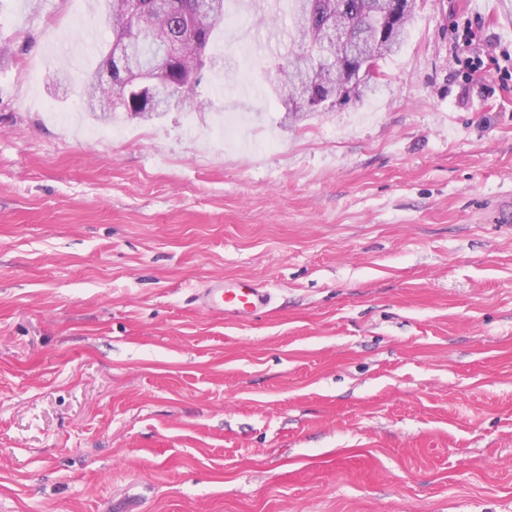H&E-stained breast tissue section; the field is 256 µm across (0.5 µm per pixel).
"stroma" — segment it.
I'll return each instance as SVG.
<instances>
[{
    "instance_id": "stroma-1",
    "label": "stroma",
    "mask_w": 512,
    "mask_h": 512,
    "mask_svg": "<svg viewBox=\"0 0 512 512\" xmlns=\"http://www.w3.org/2000/svg\"><path fill=\"white\" fill-rule=\"evenodd\" d=\"M274 3L113 141L106 0H0V512H512V85L455 48L512 69V0H417L374 94L297 116L240 52ZM476 37L477 35L472 28L466 26L458 40V47L461 49V55L464 57V63L468 70L467 76L469 80H472L473 76L479 73L482 69L487 67L490 68V66H494L496 71L501 73L502 68L494 57L485 56V59L483 58L484 52H480V48L476 46L478 44ZM96 71L97 70L90 72L87 75V78H86L85 84H84V96L86 98V110H87L88 114L92 118L99 120L98 113H100V112L96 107V103L99 99L109 95L110 93L112 94V91L106 87L97 85L96 83L93 82V78L96 76V74L98 72V71L97 72ZM203 298L212 313L230 318L255 316L271 300L266 289L246 280L230 284H224L222 280L211 281L203 289Z\"/></svg>"
}]
</instances>
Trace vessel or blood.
<instances>
[{
    "label": "vessel or blood",
    "mask_w": 512,
    "mask_h": 512,
    "mask_svg": "<svg viewBox=\"0 0 512 512\" xmlns=\"http://www.w3.org/2000/svg\"><path fill=\"white\" fill-rule=\"evenodd\" d=\"M203 298L212 313L230 318L256 315L271 300L266 289L246 280L230 284L220 280L211 281L203 290Z\"/></svg>",
    "instance_id": "obj_1"
}]
</instances>
